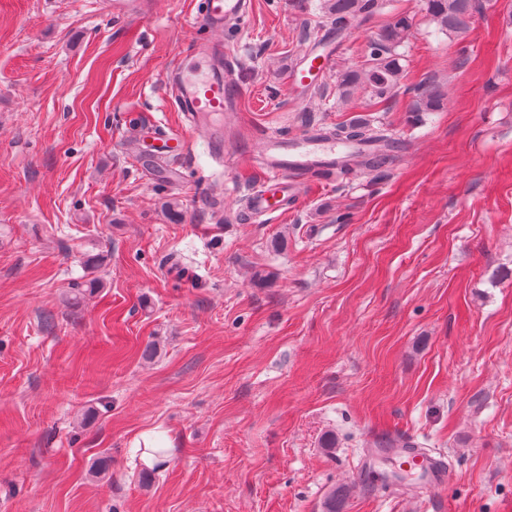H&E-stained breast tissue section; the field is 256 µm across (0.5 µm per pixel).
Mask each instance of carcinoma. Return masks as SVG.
I'll use <instances>...</instances> for the list:
<instances>
[{
  "instance_id": "obj_1",
  "label": "carcinoma",
  "mask_w": 512,
  "mask_h": 512,
  "mask_svg": "<svg viewBox=\"0 0 512 512\" xmlns=\"http://www.w3.org/2000/svg\"><path fill=\"white\" fill-rule=\"evenodd\" d=\"M382 7L381 0H324L321 4L323 17L337 25L358 17L370 16ZM427 8L441 29L463 32L468 28L473 0H427ZM408 29L409 21L404 17H399L388 25L370 45L365 69L340 73L336 78L338 88L346 92L365 83L369 85L374 99L381 102L388 100L402 77L397 48L404 41ZM441 101L440 92L428 91L420 97L418 110L434 112L440 108ZM331 130L338 139L363 142L378 141L383 136L382 130L362 121L339 123L331 127Z\"/></svg>"
}]
</instances>
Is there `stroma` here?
<instances>
[{
	"mask_svg": "<svg viewBox=\"0 0 512 512\" xmlns=\"http://www.w3.org/2000/svg\"><path fill=\"white\" fill-rule=\"evenodd\" d=\"M147 2L0 0V512H324L335 489L342 512H512V0H474L463 35L426 0L349 21L304 107L321 0H252L223 36L243 95L220 150L168 87L208 35L195 0ZM398 13L393 98H340ZM427 87L452 103L417 111ZM355 119L400 153L248 220L264 134ZM175 132L185 154L157 157ZM394 432L446 487L360 475ZM338 43L334 38H330L323 47L308 46L300 60L293 65L288 89L297 105H305L307 92L325 77L329 66L336 57ZM141 442L139 441V444H144V448H141V450H145L149 453H153L155 455H161L164 454L165 451H153L151 448H169L170 442L167 438V436L159 431L156 430H150L147 432H144L140 435ZM147 448V449H146ZM153 454L144 453L143 454V460L148 463L149 465L156 464L159 462H163L165 460L164 457H155Z\"/></svg>",
	"mask_w": 512,
	"mask_h": 512,
	"instance_id": "stroma-1",
	"label": "stroma"
}]
</instances>
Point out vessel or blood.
Returning <instances> with one entry per match:
<instances>
[{
  "label": "vessel or blood",
  "instance_id": "b4317fda",
  "mask_svg": "<svg viewBox=\"0 0 512 512\" xmlns=\"http://www.w3.org/2000/svg\"><path fill=\"white\" fill-rule=\"evenodd\" d=\"M247 15V0H200L199 18L214 37L194 47L192 73L177 70L171 74L180 109L194 125L206 128L219 142L224 139V128L217 125L216 119L237 110L241 86L232 72L224 44L216 35ZM337 47L333 39L320 48L308 47L293 65L288 89L297 105H305L308 91L324 78ZM398 150L399 145L393 140L385 144L363 142L340 148L334 140L324 137L319 126L302 136L268 133L259 154L265 178L250 192L246 213L249 218L262 221L286 213L298 205L305 182L314 172L339 171L351 157L374 166ZM387 454L405 461L421 488L441 487L448 481L447 463L416 448L411 437L398 438L396 447L388 449Z\"/></svg>",
  "mask_w": 512,
  "mask_h": 512
}]
</instances>
